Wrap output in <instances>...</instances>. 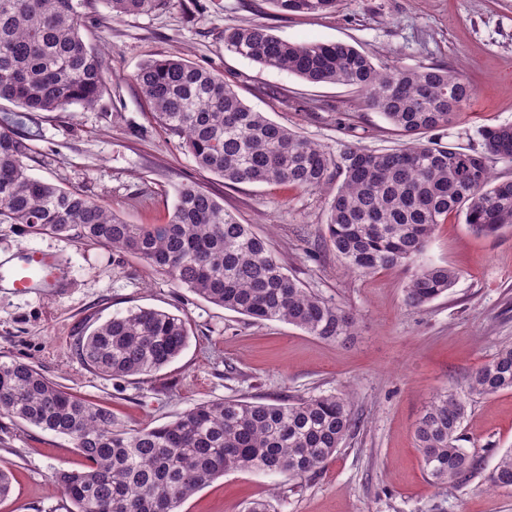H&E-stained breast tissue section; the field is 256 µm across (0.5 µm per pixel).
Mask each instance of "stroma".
Wrapping results in <instances>:
<instances>
[{
	"mask_svg": "<svg viewBox=\"0 0 512 512\" xmlns=\"http://www.w3.org/2000/svg\"><path fill=\"white\" fill-rule=\"evenodd\" d=\"M85 13L83 37L108 68L107 91L94 107L43 112L22 126L33 136L32 174L82 190L133 224L165 223L176 186L195 181L267 237L289 275L349 311L356 325L348 339L328 342L282 321L253 323L175 287L128 253L0 224L1 257L40 249L68 274L56 295L0 288V358L27 362L130 428L159 426L194 404L230 396L349 394L359 426L319 473L302 480L228 473L179 512H243L260 498L278 512H512V489L484 482L512 448V391L473 403L461 445L477 469L456 486L428 481L414 437L433 395L463 385L512 342V230L479 237L450 215L420 262L450 267L459 278L430 304L407 305L409 272L359 275L336 257L326 240L329 190L225 185L165 135L133 80L146 61L184 56L222 71L245 103L313 142L401 148L404 136L352 87L311 84L225 51L226 27L261 22L291 43H350L377 65L461 70L475 94L439 135L451 147L478 150L483 127L512 125V0H343L334 14L288 16L270 0H170L163 10L125 17L88 0ZM129 124L140 136L126 134ZM137 308L187 320L190 338L180 356L149 377L86 369L71 350L80 328ZM82 464L69 437L0 416V467L13 473L0 512H64L50 475Z\"/></svg>",
	"mask_w": 512,
	"mask_h": 512,
	"instance_id": "obj_1",
	"label": "stroma"
}]
</instances>
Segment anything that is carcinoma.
<instances>
[{"label":"carcinoma","mask_w":512,"mask_h":512,"mask_svg":"<svg viewBox=\"0 0 512 512\" xmlns=\"http://www.w3.org/2000/svg\"><path fill=\"white\" fill-rule=\"evenodd\" d=\"M170 0H106L115 16L146 15ZM282 14L334 13L341 0H271ZM85 0H0V100L36 112L97 103L107 89L101 55L86 44ZM224 50L312 84L361 92L408 141L385 152L315 143L244 103L224 74L186 57L142 64L134 79L160 126L195 163L224 183H278L316 191L334 183L328 241L353 272L415 269L406 302L425 305L455 284L446 266L417 261L437 225L461 214L477 236L512 229V180L489 161L512 160V125L481 129L483 150L464 152L432 132L463 111L475 89L459 70L377 67L342 42L290 43L263 23L224 29ZM28 139L0 127V224L76 236L130 253L177 288L253 322L278 320L326 341L352 334V315L288 275L267 240L209 191L190 181L164 224H131L74 189L33 177ZM190 337L186 319L140 308L114 316L73 342L76 358L112 377L151 376ZM512 391V344L501 345L464 385L436 393L415 427L425 471L456 485L476 463L459 445L473 402ZM69 437L84 459L58 469L67 512H176L229 472L258 469L293 478L323 469L358 428L348 397L321 394L272 403L227 397L195 404L157 427L120 426L112 411L77 397L20 359L0 361V414ZM512 488V448L487 475Z\"/></svg>","instance_id":"carcinoma-1"}]
</instances>
